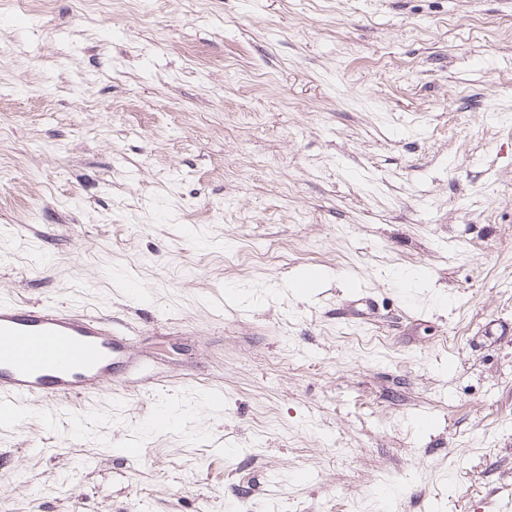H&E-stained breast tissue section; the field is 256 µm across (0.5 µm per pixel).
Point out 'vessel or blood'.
Wrapping results in <instances>:
<instances>
[{
  "mask_svg": "<svg viewBox=\"0 0 512 512\" xmlns=\"http://www.w3.org/2000/svg\"><path fill=\"white\" fill-rule=\"evenodd\" d=\"M126 351L100 317L0 300V423L35 399L57 405L101 391Z\"/></svg>",
  "mask_w": 512,
  "mask_h": 512,
  "instance_id": "1",
  "label": "vessel or blood"
}]
</instances>
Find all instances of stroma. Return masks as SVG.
Wrapping results in <instances>:
<instances>
[{"label": "stroma", "instance_id": "stroma-1", "mask_svg": "<svg viewBox=\"0 0 512 512\" xmlns=\"http://www.w3.org/2000/svg\"><path fill=\"white\" fill-rule=\"evenodd\" d=\"M0 299L128 344L0 512H512V9L0 6Z\"/></svg>", "mask_w": 512, "mask_h": 512}]
</instances>
